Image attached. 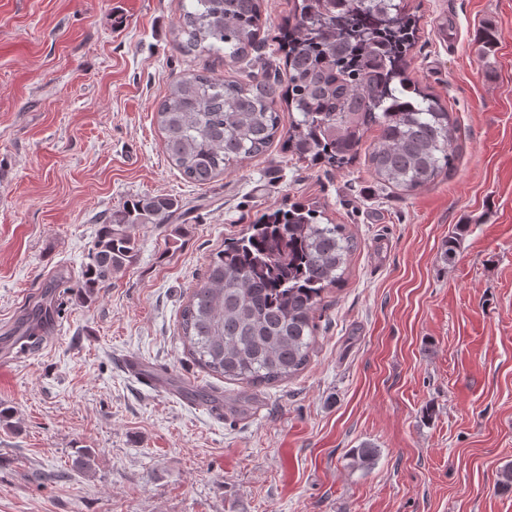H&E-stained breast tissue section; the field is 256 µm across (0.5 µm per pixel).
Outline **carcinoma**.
Instances as JSON below:
<instances>
[{
    "mask_svg": "<svg viewBox=\"0 0 512 512\" xmlns=\"http://www.w3.org/2000/svg\"><path fill=\"white\" fill-rule=\"evenodd\" d=\"M262 0H189L175 26L188 52L249 55L262 27ZM416 31L404 0H300L279 32L287 84L244 83L203 70L169 85L155 112L168 157L180 173L206 184L234 162L257 157L277 135L299 159L343 167L364 136L384 186L413 191L449 173L456 127L438 97L408 75ZM297 112L280 130L277 101ZM171 198L126 202L101 217L77 288L85 302L137 256L134 229L165 224ZM301 203L263 213L224 242L180 312L181 340L194 360L226 380L255 386L290 379L308 364L322 296L342 280L353 239L341 224Z\"/></svg>",
    "mask_w": 512,
    "mask_h": 512,
    "instance_id": "obj_1",
    "label": "carcinoma"
}]
</instances>
